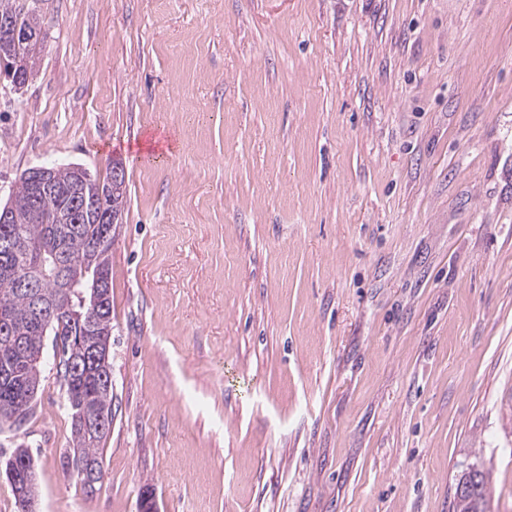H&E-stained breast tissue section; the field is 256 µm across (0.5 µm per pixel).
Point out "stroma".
<instances>
[{
    "label": "stroma",
    "instance_id": "35a3bbf8",
    "mask_svg": "<svg viewBox=\"0 0 512 512\" xmlns=\"http://www.w3.org/2000/svg\"><path fill=\"white\" fill-rule=\"evenodd\" d=\"M25 170L125 168L112 426L65 477L46 366L0 463L38 512H512V0H41ZM14 463L15 458H12L7 461L6 464V474L10 479L15 478V471H14ZM7 477V479H8ZM9 480V479H8ZM10 482L11 490L15 499V502H18L19 495H26L29 498H20L19 499V506L21 512H33L34 506H35V500H32L30 498H35L38 496V490L36 487V484L34 482V477L31 482L28 480H25L24 478H21L20 481L17 482ZM454 509L456 512H487L489 501L474 491L464 490L456 495Z\"/></svg>",
    "mask_w": 512,
    "mask_h": 512
}]
</instances>
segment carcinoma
Returning a JSON list of instances; mask_svg holds the SVG:
<instances>
[{"label":"carcinoma","mask_w":512,"mask_h":512,"mask_svg":"<svg viewBox=\"0 0 512 512\" xmlns=\"http://www.w3.org/2000/svg\"><path fill=\"white\" fill-rule=\"evenodd\" d=\"M60 187L56 196L37 198L26 182L11 198V208L18 217V225L0 224V241L11 237L9 249L0 247V311L7 313L13 337L20 342L11 346L0 337V426L26 421L32 412L43 365L45 362L44 337H53V347L60 349V363L74 361L82 365L77 374L65 378L64 384L71 410L72 448L64 464L65 474L76 477L88 494L97 490L89 484L84 470L92 465L103 467L100 443L112 425L111 364L99 360H85L90 349L99 350L111 341L112 334V248L100 247L101 224L75 222L74 199L68 196L73 184L70 165L53 166ZM92 187L107 189L105 200L125 204L124 182L105 179L89 180ZM55 213L56 220L46 224L32 218L34 209ZM59 253L83 264L96 273L102 282L99 311L94 319L95 328L79 337L73 334L70 321H39L33 315V299L18 291L15 269L21 264L39 265L45 275L38 288V299L50 306L62 298L64 278L72 275V268H65L64 276L54 274V254ZM104 417L107 427L98 431L93 422ZM455 512H488L489 501L482 495L464 490L456 496Z\"/></svg>","instance_id":"obj_1"}]
</instances>
